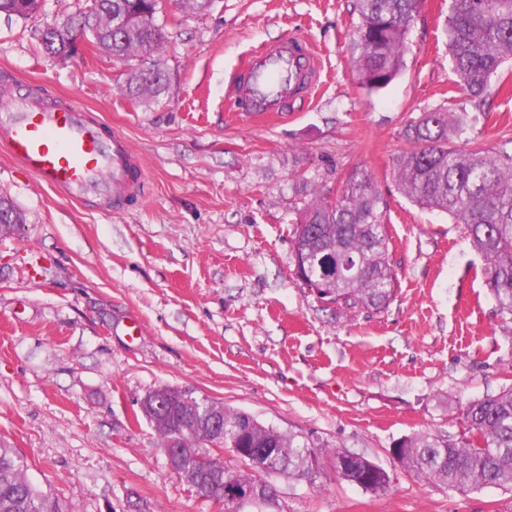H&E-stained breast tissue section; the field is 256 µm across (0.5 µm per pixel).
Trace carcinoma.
<instances>
[{
  "mask_svg": "<svg viewBox=\"0 0 512 512\" xmlns=\"http://www.w3.org/2000/svg\"><path fill=\"white\" fill-rule=\"evenodd\" d=\"M41 0H0V15L29 19ZM79 18L55 20L39 39L44 52L58 57L78 36L118 60L139 57L142 63L126 74L129 97L149 103L165 92L169 74L159 58L166 41L156 17L159 0H93ZM357 36L350 63L369 94L387 87L405 68L407 39L421 0H357ZM122 27L114 28L117 18ZM448 55L457 85L481 103L501 78L502 65L512 59V0H449L445 27ZM470 127L469 117L439 108L408 121L402 137L410 148L393 158L399 189L422 209L441 210L464 225L473 247L485 260V283L503 317L512 320V150L489 152L477 139L465 146L450 141ZM7 232L24 221L6 198ZM293 246L306 255L304 272L320 284L323 299L345 310L383 309L396 293L398 281L389 250L385 206L372 175L357 168L336 197L318 192L299 212ZM213 402L187 391L154 389L141 400L142 415L153 424L161 447L174 436L183 450L175 471L183 483L224 490V512H245L238 496L261 495L258 512H279L272 479L305 480L311 484L329 463L336 477L375 495L391 488L390 473L363 455L319 445L284 434L249 413L224 408V440L210 427ZM465 433L449 443L429 433L399 440L392 456L405 471L453 492L494 487L512 491V386L494 396L471 400L463 409ZM271 449L261 461V474L245 466L224 467L222 450L232 446ZM349 464L336 466L339 457ZM0 512H64L58 500L31 484L18 452L0 443Z\"/></svg>",
  "mask_w": 512,
  "mask_h": 512,
  "instance_id": "1",
  "label": "carcinoma"
}]
</instances>
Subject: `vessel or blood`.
Instances as JSON below:
<instances>
[{
    "instance_id": "b4317fda",
    "label": "vessel or blood",
    "mask_w": 512,
    "mask_h": 512,
    "mask_svg": "<svg viewBox=\"0 0 512 512\" xmlns=\"http://www.w3.org/2000/svg\"><path fill=\"white\" fill-rule=\"evenodd\" d=\"M311 55L297 38L251 53L234 93L236 111L248 118L280 111L294 97L289 72ZM0 153L75 201L104 197L122 209L146 183L142 159L122 131L89 110L38 93L0 103Z\"/></svg>"
}]
</instances>
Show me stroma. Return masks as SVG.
Listing matches in <instances>:
<instances>
[{"label":"stroma","mask_w":512,"mask_h":512,"mask_svg":"<svg viewBox=\"0 0 512 512\" xmlns=\"http://www.w3.org/2000/svg\"><path fill=\"white\" fill-rule=\"evenodd\" d=\"M91 0H43L0 18V99L65 95L120 126L141 154L144 195L120 211L71 202L0 156V194L26 222L0 235V441L66 512H224L172 472L140 399L167 385L284 433L364 455L392 477L376 497L334 474L276 479L284 512H512V492H451L395 463L401 438L460 442L462 409L512 385V322L485 285L463 225L398 189L408 120L442 106L475 116L495 151L512 137V76L475 106L448 64V0H423L406 68L367 94L351 67V0H165L158 101L122 85L131 68L82 46L39 47L45 21ZM303 38L322 67L311 98L255 121L230 84L245 55ZM357 168L384 198L399 288L382 310L342 314L295 275L293 223L317 190ZM140 323L133 332L131 323Z\"/></svg>","instance_id":"stroma-1"}]
</instances>
